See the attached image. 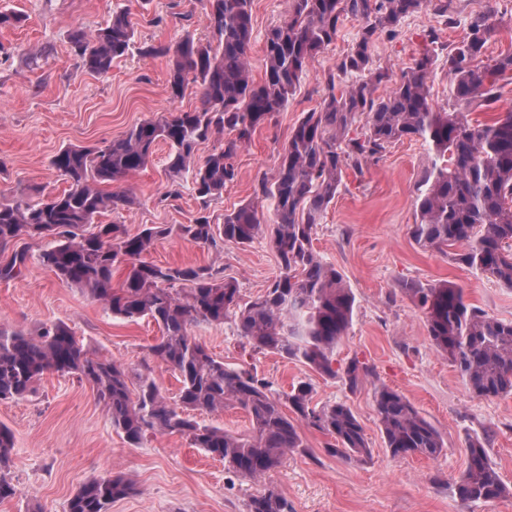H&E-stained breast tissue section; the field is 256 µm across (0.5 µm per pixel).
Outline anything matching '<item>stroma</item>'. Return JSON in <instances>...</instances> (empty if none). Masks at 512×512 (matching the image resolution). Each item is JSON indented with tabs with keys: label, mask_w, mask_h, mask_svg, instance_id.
<instances>
[{
	"label": "stroma",
	"mask_w": 512,
	"mask_h": 512,
	"mask_svg": "<svg viewBox=\"0 0 512 512\" xmlns=\"http://www.w3.org/2000/svg\"><path fill=\"white\" fill-rule=\"evenodd\" d=\"M454 6L455 27L425 7L405 20L397 36L380 35L373 49L375 65L401 75L432 31L440 36L436 52L446 55L465 36L470 18L489 9L498 29L487 43L484 63L512 50V0H454ZM121 8L131 12L135 46L108 74H92L82 67L71 35L103 27ZM1 11L27 17L22 27L0 29V193L5 197L36 202L64 190L67 182L52 165L63 147L101 146L159 113L201 105L192 83L182 98L171 99L167 58L143 52L149 45L175 42L187 31L209 39L201 0H152L145 10L136 0H0ZM287 16L288 0H254V68L262 66L265 33ZM357 30V22H345L335 43L316 56L287 109L239 152L237 177L222 195L201 201L186 177L180 195L167 197L170 148L161 142L147 167L130 180L135 205L103 214L100 223L117 222L133 231L144 224L175 226L192 223L203 209L214 223H223L225 213L253 199L259 178L274 175L291 129L327 96L326 76ZM432 161L422 140L407 139L363 164L361 172L346 170L313 235L315 251L343 274L358 302L335 354L336 366L355 358L370 368L371 377L357 390L298 362L248 348L233 320L190 328L225 365L245 366L270 382L273 394L303 380L313 385L314 403L345 401L365 430L369 458L346 461L329 455L328 436L306 427L302 451L287 453L262 479H244L177 434H158L141 447L129 446L113 431L89 383L48 373L26 400L0 403V424L14 434L7 477L17 489L14 498L0 503V512H32L38 506L44 512H65L84 482L113 472L127 476L137 492L113 503L111 512H247L250 499L269 488L287 500L291 512H512V495L465 505L450 490L466 467V445L475 436L487 438L490 458L512 488V395L470 393L448 359L436 352L422 313L400 288L406 281L422 287L455 283L469 302L512 321V289L412 238L418 181ZM17 245L29 259L21 276L0 279V324L35 336L46 325L66 323L129 372L150 368L161 390L176 397L177 374L149 351L161 335L157 325L112 316L81 290L62 284L38 262L47 240L25 237ZM147 259L158 265L223 267L237 279L245 301L262 294L279 273L278 258L265 238L247 246L212 248L174 234ZM377 384L403 394L437 428L445 441L439 456L390 455L378 427Z\"/></svg>",
	"instance_id": "35a3bbf8"
}]
</instances>
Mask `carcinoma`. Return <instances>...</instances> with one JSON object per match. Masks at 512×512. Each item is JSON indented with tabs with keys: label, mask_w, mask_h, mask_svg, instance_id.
Returning a JSON list of instances; mask_svg holds the SVG:
<instances>
[{
	"label": "carcinoma",
	"mask_w": 512,
	"mask_h": 512,
	"mask_svg": "<svg viewBox=\"0 0 512 512\" xmlns=\"http://www.w3.org/2000/svg\"><path fill=\"white\" fill-rule=\"evenodd\" d=\"M201 2L211 40L204 43L187 31L172 45L145 48L148 55L169 59L171 98L183 96L186 76L193 75L200 108L163 112L104 146H67L53 160L70 182L67 189L35 203L0 199L1 250L24 236L47 238L51 245L41 252L39 263L62 283L84 290L114 316L147 317L158 326L161 336L150 353L178 372L177 400H168L150 369L131 376L110 357L91 351L67 325L52 323L37 337L0 326V402L27 398L47 372L74 374L92 385L112 429L135 447L150 434L177 433L191 447L252 480L277 468L287 452L304 447L305 425L332 439L328 454L362 460L371 448L346 403L312 404V384L304 381L276 397L251 372L224 365L191 335L190 327L200 321L221 324L232 316L253 350L337 377L351 391L362 385L371 372L359 361L333 367L334 351L353 323L357 301L343 274L319 258L313 234L336 198L346 168L358 170L393 143L412 137L423 139L435 153L418 187L413 239L512 288V109L477 124L456 111L461 105L496 109L499 77L512 71V52L492 66H478L498 25L488 10L470 20L463 40L442 61L431 50L438 34L430 31L428 46L414 66L395 78L373 67L376 35L396 34L424 6L452 27L457 24L453 0H289L288 18L265 36L264 76L257 81L249 56L254 0ZM346 19L357 21L359 30L338 71L352 81L338 91L336 74H328L327 97L302 113L290 131L278 154L275 178H261L254 199L225 214L224 224L211 223L204 212L191 224H145L133 233L122 224L95 223L104 212L133 203L128 182L151 161L159 141L170 147L168 196L180 194V178L188 169L198 198L221 194L236 177L239 151L287 108L310 63L336 41ZM135 34L130 12L122 9L94 33L76 30L71 41L84 68L106 75L128 54ZM439 61L448 69L449 91L447 107L436 111L427 79ZM382 85L387 89L379 95ZM361 120L364 131L349 136ZM221 133L223 147L193 163L197 145ZM112 185L115 191L105 190ZM174 232L212 247L220 240L245 246L265 237L277 254L280 273L263 294L244 302L237 279L221 267L160 266L145 259ZM27 261L25 250L15 251L0 268V277L20 275ZM121 266L125 277L115 287L113 272ZM402 292L423 314L432 345L472 394H512V321L467 302L465 289L455 284L422 288L407 282ZM374 402L392 457L442 453L441 435L406 397L381 384L374 387ZM227 405L248 415L249 434L195 419L197 414L222 412ZM285 406L290 413L283 411ZM13 444L12 431L0 425V502L16 495L6 477ZM466 453V468L453 485L461 503L512 494L487 452L486 439H469ZM135 493L121 474L94 477L68 500L66 512H111L113 503ZM248 512L290 510L287 500L269 489L251 499Z\"/></svg>",
	"instance_id": "1"
}]
</instances>
